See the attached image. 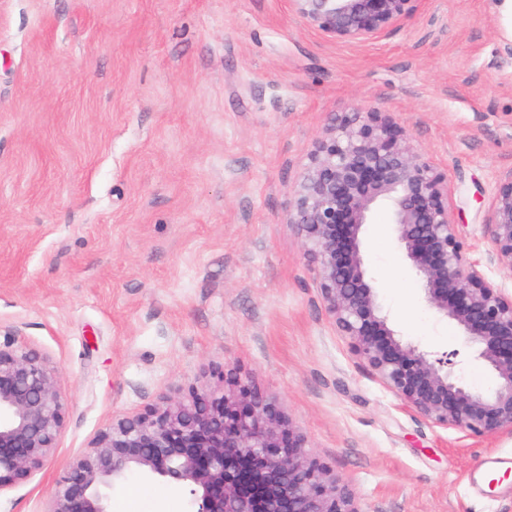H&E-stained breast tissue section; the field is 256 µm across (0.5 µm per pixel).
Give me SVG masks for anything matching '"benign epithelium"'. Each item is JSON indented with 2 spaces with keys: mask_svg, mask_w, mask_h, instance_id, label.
<instances>
[{
  "mask_svg": "<svg viewBox=\"0 0 512 512\" xmlns=\"http://www.w3.org/2000/svg\"><path fill=\"white\" fill-rule=\"evenodd\" d=\"M310 25L366 40L408 16L416 0H291ZM391 212L396 241L422 300L459 331L496 377L469 386L452 355L429 352L395 329L367 278L362 238L372 211ZM297 226L325 309L378 381L435 426L474 437L512 433V295L486 278L460 235L441 172L387 112L336 119L316 142L293 191ZM485 229L494 261L512 273V174L490 198ZM191 388L101 432L58 482L46 512H111L131 478L174 485L190 512H360L351 490L306 449V440L247 380ZM65 424L49 360L0 341V494L28 480L56 449Z\"/></svg>",
  "mask_w": 512,
  "mask_h": 512,
  "instance_id": "obj_1",
  "label": "benign epithelium"
}]
</instances>
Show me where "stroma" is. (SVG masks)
<instances>
[{
	"instance_id": "stroma-1",
	"label": "stroma",
	"mask_w": 512,
	"mask_h": 512,
	"mask_svg": "<svg viewBox=\"0 0 512 512\" xmlns=\"http://www.w3.org/2000/svg\"><path fill=\"white\" fill-rule=\"evenodd\" d=\"M497 0H418L363 41L290 0H0V336L46 356L65 425L0 512H45L58 479L117 419L227 369L248 380L349 487L359 512H512V435L430 424L383 387L327 314L288 222L337 115L391 113L448 176L490 279L484 222L512 174V38ZM393 324L494 374L421 299L387 206L363 242ZM113 512H188L130 480Z\"/></svg>"
}]
</instances>
